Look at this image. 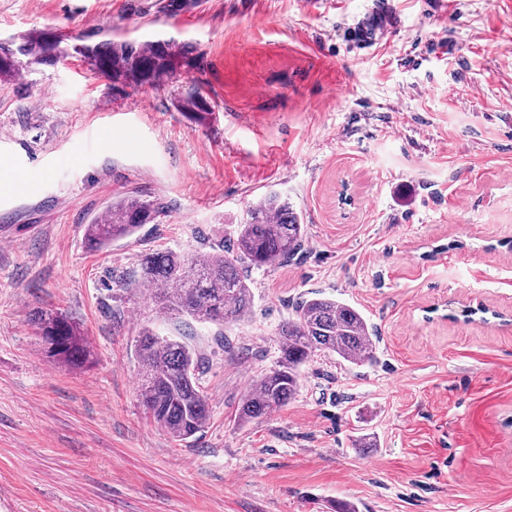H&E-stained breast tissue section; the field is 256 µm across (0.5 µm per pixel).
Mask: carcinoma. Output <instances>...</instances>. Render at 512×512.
<instances>
[{
	"label": "carcinoma",
	"mask_w": 512,
	"mask_h": 512,
	"mask_svg": "<svg viewBox=\"0 0 512 512\" xmlns=\"http://www.w3.org/2000/svg\"><path fill=\"white\" fill-rule=\"evenodd\" d=\"M64 36L28 40L15 49L0 46V75L23 67L22 58H37L56 50ZM74 52L92 70L126 87L158 79H173L193 64L184 47L169 40L128 41L74 46ZM180 107L201 121L215 112L201 88L182 96ZM161 204L143 194L128 193L112 201L105 215L85 227V242L92 250L134 234L156 223ZM236 249L186 254L165 250L143 256L137 281L152 287L151 304L160 318L187 316L201 323L224 324L244 320L254 296L242 272L246 263L272 268L301 246L304 226L288 199L270 192L251 203L235 230ZM48 357L74 367L89 362L91 350L77 325L58 311L34 312ZM375 343L363 314L336 299L313 297L301 302L296 316L279 333L278 357L242 400L244 421L268 416L295 397L301 367L317 352L332 353L358 364L373 357ZM140 360L139 399L149 417L168 434L185 440L200 432L209 417V400L197 383L199 357L185 342L162 336L146 327L137 340Z\"/></svg>",
	"instance_id": "1"
}]
</instances>
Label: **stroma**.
Wrapping results in <instances>:
<instances>
[{
  "label": "stroma",
  "mask_w": 512,
  "mask_h": 512,
  "mask_svg": "<svg viewBox=\"0 0 512 512\" xmlns=\"http://www.w3.org/2000/svg\"><path fill=\"white\" fill-rule=\"evenodd\" d=\"M395 24L365 49L374 5ZM63 35L0 78V512H512V0H0V39ZM174 40L175 79L113 89L73 44ZM202 86L213 118L179 100ZM140 192L164 214L93 251L86 224ZM305 228L244 267L251 315L155 317L143 255L232 248L260 195ZM364 314L372 361L318 353L281 411L241 422L302 300ZM93 351L45 353L36 309ZM150 327L202 358V432L138 396Z\"/></svg>",
  "instance_id": "35a3bbf8"
}]
</instances>
